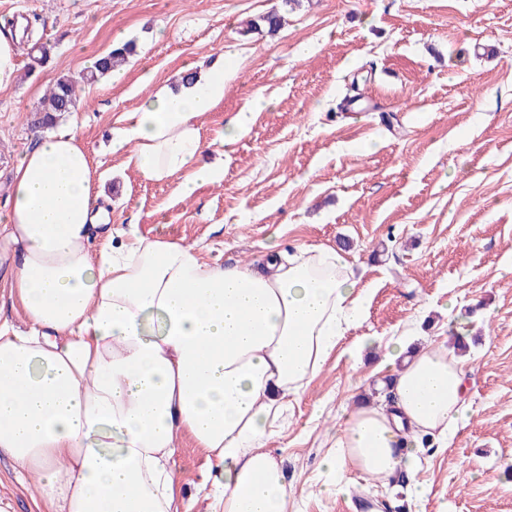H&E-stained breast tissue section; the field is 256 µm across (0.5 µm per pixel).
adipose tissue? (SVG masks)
<instances>
[{
    "label": "adipose tissue",
    "instance_id": "1",
    "mask_svg": "<svg viewBox=\"0 0 512 512\" xmlns=\"http://www.w3.org/2000/svg\"><path fill=\"white\" fill-rule=\"evenodd\" d=\"M192 73L147 96L114 138L143 179L183 173L184 198L220 174L201 159L198 120L223 99L224 72ZM103 198L73 130L37 138L14 164L0 232L24 322L0 323V455L36 478L54 512H172L187 433L207 451L197 491L211 508L290 512L292 488L258 443L362 320L350 262L335 248L271 245L259 264L220 266L134 228L97 254ZM392 356L388 403L356 406L336 429L325 494L346 491L353 470L416 473L406 441L446 440L466 417L458 357L408 335Z\"/></svg>",
    "mask_w": 512,
    "mask_h": 512
}]
</instances>
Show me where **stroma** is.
<instances>
[{
  "label": "stroma",
  "instance_id": "obj_1",
  "mask_svg": "<svg viewBox=\"0 0 512 512\" xmlns=\"http://www.w3.org/2000/svg\"><path fill=\"white\" fill-rule=\"evenodd\" d=\"M277 10V35L250 24ZM25 17L51 46L44 66L21 56L0 92V202L15 159L41 131L33 109L49 82L80 78L112 46L136 53L119 79L82 87L76 126L110 225L199 247L221 265L260 260L272 229L287 250L343 246L363 322L260 445L281 463L295 512H512V0H0V20ZM224 63V98L199 119L204 160L222 181L182 199L176 180L141 178L130 148L112 145L125 113L188 65ZM237 140L225 123L256 93ZM468 349V417L447 443L420 448L428 489L405 476L348 473V490L320 491L321 461L359 385L386 381L387 346ZM372 339L360 357L351 344ZM207 452L188 435L173 458L178 512H208L196 491ZM31 477L0 458V512H46ZM272 103L273 102L270 98H267L263 95H258L255 97L247 109L240 112L231 122V125L226 129L224 134L225 142L232 140L243 131V129L248 124L249 114H252V112H260L261 110L268 109L271 107Z\"/></svg>",
  "mask_w": 512,
  "mask_h": 512
}]
</instances>
